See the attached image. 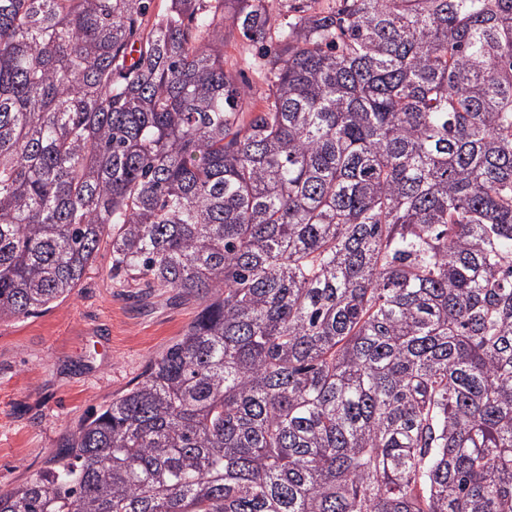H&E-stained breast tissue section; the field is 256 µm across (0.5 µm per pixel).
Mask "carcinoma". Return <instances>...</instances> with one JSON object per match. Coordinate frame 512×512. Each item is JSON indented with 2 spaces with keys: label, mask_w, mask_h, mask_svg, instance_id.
Returning a JSON list of instances; mask_svg holds the SVG:
<instances>
[{
  "label": "carcinoma",
  "mask_w": 512,
  "mask_h": 512,
  "mask_svg": "<svg viewBox=\"0 0 512 512\" xmlns=\"http://www.w3.org/2000/svg\"><path fill=\"white\" fill-rule=\"evenodd\" d=\"M153 2L0 0V321L201 306L0 512H512V0ZM226 24L227 26H224V70L232 72L242 71L239 79L248 82L253 87L254 91H256L254 103L256 108H258L262 104L260 97L264 91L262 75L259 70L242 68L241 43L243 38L237 29L228 27V22Z\"/></svg>",
  "instance_id": "obj_1"
}]
</instances>
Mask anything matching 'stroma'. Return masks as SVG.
<instances>
[{
	"mask_svg": "<svg viewBox=\"0 0 512 512\" xmlns=\"http://www.w3.org/2000/svg\"><path fill=\"white\" fill-rule=\"evenodd\" d=\"M101 245L53 307L0 322V490L32 477L76 426L137 381L194 319L172 291L118 288Z\"/></svg>",
	"mask_w": 512,
	"mask_h": 512,
	"instance_id": "stroma-1",
	"label": "stroma"
}]
</instances>
